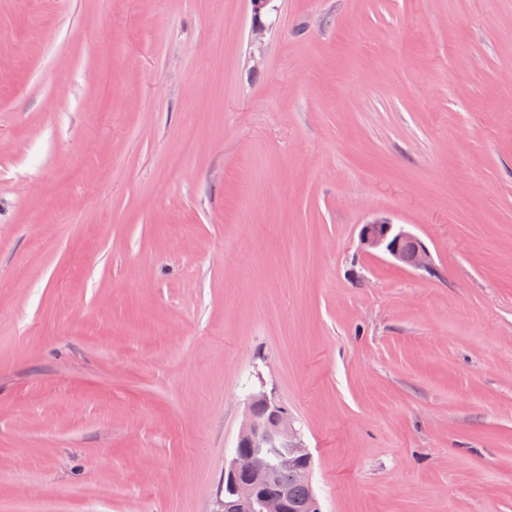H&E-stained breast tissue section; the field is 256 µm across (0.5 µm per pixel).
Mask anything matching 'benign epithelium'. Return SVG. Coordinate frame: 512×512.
<instances>
[{"label":"benign epithelium","instance_id":"obj_1","mask_svg":"<svg viewBox=\"0 0 512 512\" xmlns=\"http://www.w3.org/2000/svg\"><path fill=\"white\" fill-rule=\"evenodd\" d=\"M270 2L250 0L251 31L257 38L265 32L262 15ZM360 242L365 251L384 254L402 267L426 273L433 270L428 246L402 224L373 219L363 225ZM236 447L252 448L254 452L235 456L225 467L224 481L233 499L221 503V512H288V485L312 484L310 449L288 408L264 391L250 397ZM272 477L283 491L254 500L255 490Z\"/></svg>","mask_w":512,"mask_h":512}]
</instances>
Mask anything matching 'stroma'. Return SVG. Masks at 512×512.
Instances as JSON below:
<instances>
[{
    "mask_svg": "<svg viewBox=\"0 0 512 512\" xmlns=\"http://www.w3.org/2000/svg\"><path fill=\"white\" fill-rule=\"evenodd\" d=\"M263 20L0 0V502L217 512L265 389L321 512H512V0ZM360 242L365 251L384 254L402 267L426 273L433 270L428 246L402 224L385 218L373 219L363 225Z\"/></svg>",
    "mask_w": 512,
    "mask_h": 512,
    "instance_id": "1",
    "label": "stroma"
}]
</instances>
